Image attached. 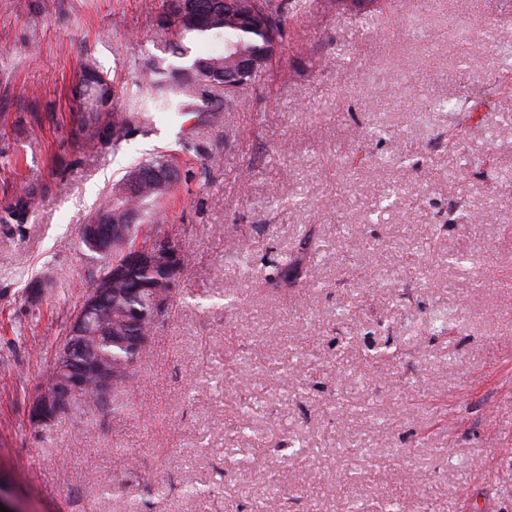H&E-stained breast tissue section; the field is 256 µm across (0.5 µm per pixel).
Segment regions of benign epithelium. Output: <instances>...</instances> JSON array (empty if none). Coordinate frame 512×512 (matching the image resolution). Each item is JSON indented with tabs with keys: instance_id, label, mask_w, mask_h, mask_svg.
Returning <instances> with one entry per match:
<instances>
[{
	"instance_id": "1",
	"label": "benign epithelium",
	"mask_w": 512,
	"mask_h": 512,
	"mask_svg": "<svg viewBox=\"0 0 512 512\" xmlns=\"http://www.w3.org/2000/svg\"><path fill=\"white\" fill-rule=\"evenodd\" d=\"M257 0H213L204 5L199 0H180L178 21L188 25L202 27L213 20L217 14L232 20L240 27L248 26L259 16L255 8ZM259 70V61L250 56H234V66L224 72V90H234L241 85V79ZM182 179L179 168L165 163H145L135 169L122 183L120 195H132L139 192L142 184L150 182L163 189L176 185ZM140 214L126 213V224H107L96 217L81 228V240L84 245L97 253L108 254L112 249L124 246L137 231ZM130 266L147 270H158L162 274L157 289L153 290L154 314L165 312L170 301V289L178 284L183 270L182 250L167 239H158L148 246L128 248L123 258L112 264L111 272L100 276L88 290L76 314L71 319L68 336L60 347L56 360L61 375L51 389L41 391L29 404L28 418L37 427L52 424L62 415H71L81 402L82 389L86 376L96 378L97 389L101 396L110 397L112 389L120 381L117 367H107L99 361L95 345L100 336L95 326L101 318V304L112 288V282L126 277Z\"/></svg>"
}]
</instances>
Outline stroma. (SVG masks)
<instances>
[{"instance_id":"stroma-1","label":"stroma","mask_w":512,"mask_h":512,"mask_svg":"<svg viewBox=\"0 0 512 512\" xmlns=\"http://www.w3.org/2000/svg\"><path fill=\"white\" fill-rule=\"evenodd\" d=\"M163 2L0 0L6 498L20 512H384L394 498L512 512V89L489 76L512 45V0H453L483 43L424 0H288L273 66L234 109L85 136L82 64L125 113L174 63ZM463 96L480 116L451 109ZM161 152L183 178L168 223L138 237L187 255L141 376L119 391L136 410L34 427L29 402L105 264L80 228ZM307 229L303 278L271 287ZM459 254L480 276L449 265ZM437 308L452 331L429 325Z\"/></svg>"}]
</instances>
